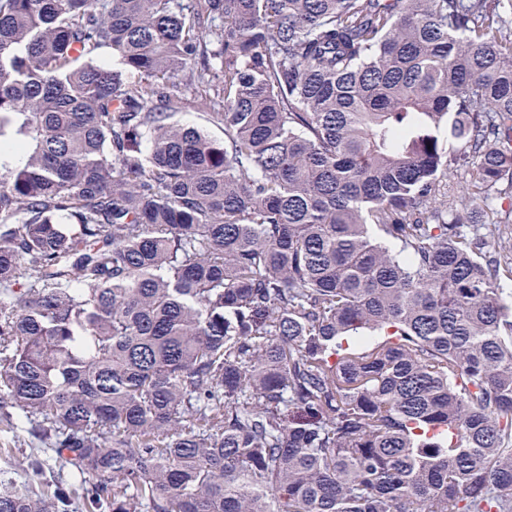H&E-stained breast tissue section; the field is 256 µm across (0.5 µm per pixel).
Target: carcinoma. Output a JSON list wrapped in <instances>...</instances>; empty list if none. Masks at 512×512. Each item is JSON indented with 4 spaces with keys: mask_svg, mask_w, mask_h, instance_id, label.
<instances>
[{
    "mask_svg": "<svg viewBox=\"0 0 512 512\" xmlns=\"http://www.w3.org/2000/svg\"><path fill=\"white\" fill-rule=\"evenodd\" d=\"M10 144L0 404L92 508L512 512V0H0ZM210 110L200 105H188L175 115L180 124L195 126L203 130L212 140L224 141V129L210 114Z\"/></svg>",
    "mask_w": 512,
    "mask_h": 512,
    "instance_id": "carcinoma-1",
    "label": "carcinoma"
}]
</instances>
